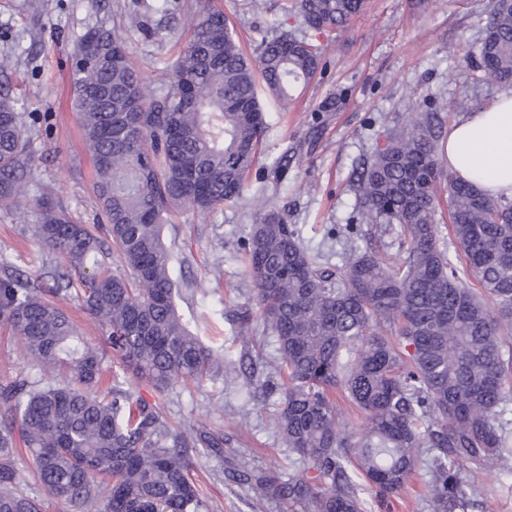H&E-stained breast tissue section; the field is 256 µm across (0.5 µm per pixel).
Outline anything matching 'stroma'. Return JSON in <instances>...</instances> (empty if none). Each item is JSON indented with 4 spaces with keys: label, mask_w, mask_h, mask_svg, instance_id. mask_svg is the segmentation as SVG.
I'll return each instance as SVG.
<instances>
[{
    "label": "stroma",
    "mask_w": 512,
    "mask_h": 512,
    "mask_svg": "<svg viewBox=\"0 0 512 512\" xmlns=\"http://www.w3.org/2000/svg\"><path fill=\"white\" fill-rule=\"evenodd\" d=\"M282 0H0V53L16 50L17 66L7 80L25 111L48 118V133L32 144L33 177L18 194L17 209L0 211V279L16 275L43 288L57 285L59 258L34 239L37 200L49 199L74 220L95 223L99 213L92 183L95 170L73 108L69 57L76 39L106 22L125 39L129 58L142 76L146 99L158 98L191 28L209 8L223 10L246 53L262 32L300 30L297 19H282ZM490 0H367L340 36L325 41L323 65L298 89L288 109L271 97L263 105L269 123L249 175L247 201L209 214L184 213L166 225L164 236L175 262L178 308L190 330L208 347L239 360L250 352L259 373L276 374L277 347L262 336L261 321L242 329L239 313L252 309V286L245 279L243 241L255 213L273 207L298 225L305 245L340 263L342 242L328 230L345 226L356 211L355 172L385 144L386 132L401 127L416 101L429 96L448 104L467 99L470 109L489 106L501 86L472 84L449 51L464 54L482 37ZM139 14L142 29L127 19ZM288 170L277 175L280 159ZM18 378L38 384L47 373L29 365L20 336L0 323V385ZM139 397L159 404L170 431L195 426L219 431L221 452L189 449L199 489L210 512H295L288 504L261 497L230 476L239 461L256 468L287 470L288 452L278 433L276 398L252 399L243 383L214 375L202 383L178 382L158 393L148 382ZM479 489L467 512H512V476L502 462L471 474ZM427 476L415 475L399 496L386 501L367 493L371 512H432Z\"/></svg>",
    "instance_id": "35a3bbf8"
}]
</instances>
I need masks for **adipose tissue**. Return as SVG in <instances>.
Returning <instances> with one entry per match:
<instances>
[{"mask_svg": "<svg viewBox=\"0 0 512 512\" xmlns=\"http://www.w3.org/2000/svg\"><path fill=\"white\" fill-rule=\"evenodd\" d=\"M455 176L494 198L512 199V91L490 107L461 115L441 148Z\"/></svg>", "mask_w": 512, "mask_h": 512, "instance_id": "adipose-tissue-1", "label": "adipose tissue"}]
</instances>
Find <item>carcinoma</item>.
I'll return each mask as SVG.
<instances>
[{
  "mask_svg": "<svg viewBox=\"0 0 512 512\" xmlns=\"http://www.w3.org/2000/svg\"><path fill=\"white\" fill-rule=\"evenodd\" d=\"M366 0H283L298 36L264 35L243 50L224 12L193 25L165 91L143 97L125 42L98 25L76 40L73 105L94 163L102 230L39 204L37 239L63 262L64 284L47 291L0 279V321L25 340L27 359L64 383L0 386V512H41L17 489V442L48 495L75 512H209L186 449L218 450L205 427L171 433L157 408L135 397V381L162 392L179 380L242 369L193 335L176 305L172 255L162 229L183 210L211 213L241 199L267 129L260 90L285 104L322 65L324 46ZM472 80L512 87V0H493L476 55L455 57ZM437 101L360 164L361 214L384 231L399 225L397 253L384 259L350 240L342 264L304 246L279 211L254 216L243 247L245 277L280 354L286 381L249 393H278L277 426L291 456L286 472L236 465L232 478L301 512H369L364 491L386 499L420 471L432 512H466L480 489L463 472L512 458V200L486 196L442 169ZM43 133L0 85V205L32 174V143ZM448 189L453 241L435 224ZM117 253L123 269L107 259ZM491 295L490 309L477 288ZM75 299L98 323L132 377L99 387L104 352L47 293ZM366 413L368 430L344 435L335 392Z\"/></svg>",
  "mask_w": 512,
  "mask_h": 512,
  "instance_id": "cac0c4a2",
  "label": "carcinoma"
}]
</instances>
